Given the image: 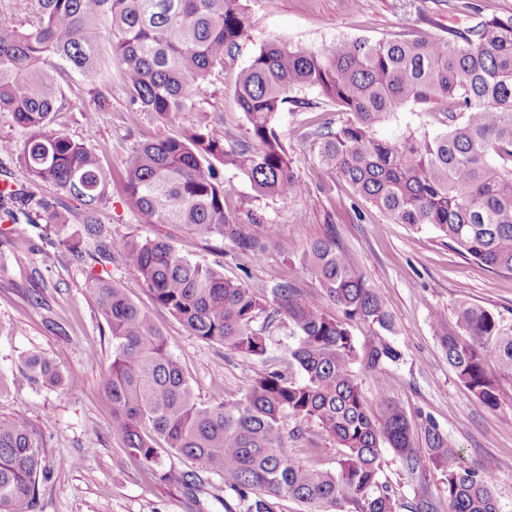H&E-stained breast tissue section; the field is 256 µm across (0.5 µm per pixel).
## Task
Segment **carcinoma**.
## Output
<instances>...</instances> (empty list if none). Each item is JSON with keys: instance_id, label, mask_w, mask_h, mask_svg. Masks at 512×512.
<instances>
[{"instance_id": "obj_1", "label": "carcinoma", "mask_w": 512, "mask_h": 512, "mask_svg": "<svg viewBox=\"0 0 512 512\" xmlns=\"http://www.w3.org/2000/svg\"><path fill=\"white\" fill-rule=\"evenodd\" d=\"M40 23L27 34L0 17V112L13 113L25 138L7 151L20 155L30 185L69 194L84 206L85 231L97 223L109 174L85 144L50 129L62 103L57 70L77 75L105 116L100 32L121 67L131 104L169 123L186 111L212 71L224 65L254 22L242 0H35ZM315 90L348 115L340 128L319 133L318 161L398 224L431 225L465 257L512 276V17L482 19L446 38L416 36L371 43L341 41L305 48L277 41L260 46L244 68L233 98L246 132L259 143L225 145L206 112L173 136L135 148L124 170L127 209L146 224H179L218 236L259 260L265 245L224 212L221 168H234L260 196L291 199L304 184L291 167L278 129L279 111ZM411 107L444 112L448 128L376 135ZM45 229L75 252L68 217L44 200ZM119 256L197 338L242 359H263L280 317L293 326L290 363L301 378L278 370L259 375L241 398L197 402L167 339L125 290L92 275L87 282L112 340L102 395L112 407V430L129 453L163 480L156 439L224 478V512H274L291 498L304 512H398L396 491L383 476L390 448L414 474L426 462L440 470L449 512H499L492 479L466 468L459 451L432 421L421 445L405 414L388 399L387 366L402 352L382 332L391 317L353 252L327 236L314 240L302 266L336 306L331 314L288 283L257 294L241 281L182 254L168 240L109 238L105 257ZM264 326L254 328L257 318ZM458 336L439 333L457 379L482 404L499 406L498 378L512 375V324L475 305L456 309ZM373 330L358 343L351 327ZM52 384L59 376L45 359L24 360ZM374 375L380 399L363 396L355 369ZM315 421L341 448L335 472L305 467L287 452L288 419ZM45 471L39 436L22 419L0 415V512H20L36 500Z\"/></svg>"}]
</instances>
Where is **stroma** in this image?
<instances>
[{
  "instance_id": "35a3bbf8",
  "label": "stroma",
  "mask_w": 512,
  "mask_h": 512,
  "mask_svg": "<svg viewBox=\"0 0 512 512\" xmlns=\"http://www.w3.org/2000/svg\"><path fill=\"white\" fill-rule=\"evenodd\" d=\"M255 27L231 56L204 82L195 109L210 113L214 133L227 144L246 137V124L234 103L240 71L257 55L263 42L275 40L307 48L339 41H386L406 35L447 37L479 19L512 16V0H245ZM64 101L53 113L52 129L91 146L111 175L107 201L98 220L112 236L126 239L163 237L193 260L242 280L256 292H270L290 283L312 297L321 288L299 258L314 240L328 234L359 255L368 285L392 317L389 342L402 360L388 366L391 398L412 424L432 419L459 450L466 467L488 473L500 512H512V377L500 381V407L479 403L448 364L437 332L459 334L455 309L478 304L512 324V276L487 270L463 257L433 227L418 229L396 223L388 214L355 196L346 183L323 171L317 160L319 127H340L347 116L315 91L303 92L305 106L285 104L279 128L292 167L305 192L292 199L258 196L238 171L225 169L229 192L224 210L246 232L263 236L251 223L254 213L276 224L261 261L235 256L233 244L206 238L178 224H146L125 206L123 173L134 146L170 136L192 122L182 112L170 123L153 113L134 111L126 83L116 64L103 72L108 115L97 112L80 79L62 76ZM43 198L68 208L69 232L79 238L81 255L59 249L53 233L23 218L22 203H13L20 218L15 226L0 223V373L9 389L0 396V414L24 419L44 435L48 474L38 484L30 512H224V480L195 460L162 451L163 470L174 475L198 474L196 486L161 481L146 472L112 430V410L101 395L112 361L108 327L84 287L88 271L124 288L167 337L199 402L215 404L241 398L254 378L270 365H288L290 331L272 328L268 359L248 362L218 344L204 342L167 309L159 307L115 258L94 263L101 243L86 237L71 196L46 189ZM31 352L46 357L62 379L49 386L17 375L22 358ZM77 388L65 385L66 379ZM305 436L288 443L297 462L335 471L339 450L317 423H304ZM384 474L410 512L420 498L448 512L444 477L434 467L409 474L392 450H385Z\"/></svg>"
}]
</instances>
